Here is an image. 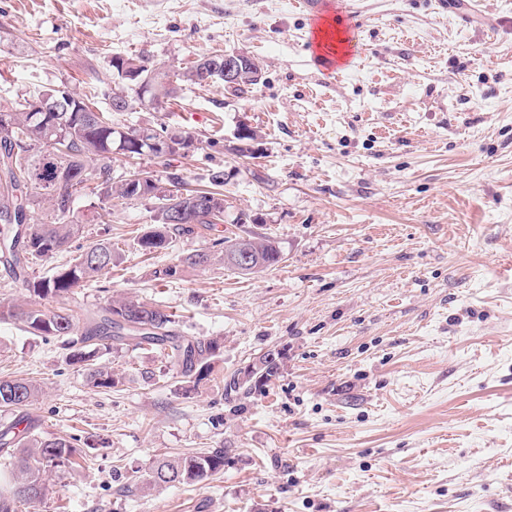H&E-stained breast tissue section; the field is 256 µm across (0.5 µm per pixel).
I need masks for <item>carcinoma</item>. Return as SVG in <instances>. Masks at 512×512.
I'll list each match as a JSON object with an SVG mask.
<instances>
[{"label":"carcinoma","instance_id":"obj_1","mask_svg":"<svg viewBox=\"0 0 512 512\" xmlns=\"http://www.w3.org/2000/svg\"><path fill=\"white\" fill-rule=\"evenodd\" d=\"M141 75H152L157 85L155 94L141 96L131 84L112 92L111 102H120L122 111L137 106L163 109V104L174 91L168 71L148 66L143 57H128ZM192 84L208 86L224 81V60L219 55H204L183 74ZM261 67L252 65L246 79L231 89L241 94L258 84ZM54 104L55 111L41 113V121L31 120V109L43 98ZM147 138L141 130H118L112 125V113L94 109L93 97L82 95L66 84L51 88L32 99L0 104V258L6 262L14 276L22 280L26 290L40 299L61 297L81 284L95 280L112 270L115 252L112 242L103 240L81 250L73 262L55 270L49 277H29L28 269L37 261L52 257L67 247L81 232L73 202L54 180L61 176L85 177L95 182L92 193L98 199L99 217L112 216V207L144 198L150 189L132 185L125 178L112 177L111 166H100L110 159L115 140L129 145L132 157L150 155L166 157L149 141L159 143L171 138L174 130L161 124L148 129ZM162 200L181 199L190 205L192 222L169 225L160 217L157 206L150 216V228L133 241V247L151 254L166 248L171 235L191 236L217 228L224 218L210 208L193 203L192 194L201 198L224 199V172L209 174L207 188H190L183 178L170 180ZM43 191L50 220L41 224L31 222V209L39 204L33 190ZM240 236L218 237L210 251L202 256L190 252L180 258V265L199 267L215 261H224V251L232 248ZM252 248L260 263L238 275L248 276L277 267L283 254L276 242L266 237L253 238ZM0 319H19L27 328L41 336H68L76 327L75 317L68 309L45 311L25 308L13 302L0 303ZM172 315L164 310L134 298L111 301L102 311L85 322L83 338L86 343L94 339L128 349L159 351L180 374L198 383L210 372L213 362L223 354L221 336L189 339L172 328ZM285 353L269 349L252 361V367H242L224 382L225 392L251 395L263 391L277 378L284 367ZM37 388L22 378L0 380V406L22 408L36 397ZM22 420L0 427V452L13 459L12 483L0 487V512H18L22 505L38 501L47 491L43 475L47 468L72 463L76 449L64 437L45 439L20 437L17 433ZM226 452L222 448L202 453L165 457L154 461L144 474L137 477L140 490H153L175 484H194L209 479L224 469Z\"/></svg>","mask_w":512,"mask_h":512}]
</instances>
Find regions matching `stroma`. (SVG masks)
<instances>
[{
	"label": "stroma",
	"mask_w": 512,
	"mask_h": 512,
	"mask_svg": "<svg viewBox=\"0 0 512 512\" xmlns=\"http://www.w3.org/2000/svg\"><path fill=\"white\" fill-rule=\"evenodd\" d=\"M445 2L351 0L352 59L327 71L296 0H0V102L66 84L98 90L118 127L191 133L188 157L116 154L113 177L145 167L161 187L173 172L198 186L223 170L225 235L272 238L284 257L249 278L220 263L162 278L211 236L142 256L129 243L150 201L104 224L85 193L80 236L30 273L108 238L125 247L111 273L37 301L0 265V302L83 321L133 297L180 335L224 339L196 384L157 353L100 349L91 364L119 382L96 388L69 360L81 329L0 320V379L31 381L35 434L82 456L19 512H512V0L468 20L466 0ZM235 50L262 67L245 93L179 81L162 111L111 110L113 56L179 75ZM273 348L280 376L226 396L225 378ZM216 447L227 460L208 480L122 492L157 458Z\"/></svg>",
	"instance_id": "35a3bbf8"
}]
</instances>
